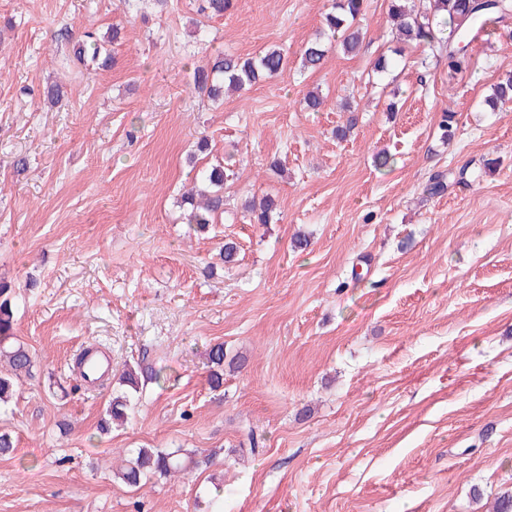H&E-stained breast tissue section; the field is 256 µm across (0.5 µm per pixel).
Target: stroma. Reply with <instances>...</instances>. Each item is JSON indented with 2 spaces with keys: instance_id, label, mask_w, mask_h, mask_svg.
Instances as JSON below:
<instances>
[{
  "instance_id": "obj_1",
  "label": "stroma",
  "mask_w": 512,
  "mask_h": 512,
  "mask_svg": "<svg viewBox=\"0 0 512 512\" xmlns=\"http://www.w3.org/2000/svg\"><path fill=\"white\" fill-rule=\"evenodd\" d=\"M329 6L232 0L205 17L197 0H0V282L15 341L37 355L0 414L16 445L0 512H492L512 493V106H481L512 73V39L473 43L463 73L412 47L377 74L388 4L366 0L360 52L310 73L301 50ZM114 25L108 66L78 57V36ZM270 47L287 60L277 77L220 103L196 89L210 55ZM312 88L317 112L302 105ZM224 160L223 213L189 225L182 192ZM463 166L479 180L427 194L433 172ZM265 195L271 223H250L246 202ZM102 339L113 374L169 377L108 434L118 384L72 381ZM217 343L242 361L214 389ZM250 430L255 454L240 449ZM129 448L213 464L135 490L112 478Z\"/></svg>"
}]
</instances>
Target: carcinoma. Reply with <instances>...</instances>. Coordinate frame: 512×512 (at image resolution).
I'll return each mask as SVG.
<instances>
[{"instance_id":"cac0c4a2","label":"carcinoma","mask_w":512,"mask_h":512,"mask_svg":"<svg viewBox=\"0 0 512 512\" xmlns=\"http://www.w3.org/2000/svg\"><path fill=\"white\" fill-rule=\"evenodd\" d=\"M364 0H331V7L322 16L319 36L306 43L301 52L302 66L317 71L324 64L330 47L323 41L324 35L338 42L343 53H355L363 43L364 32L359 26ZM393 21V38L396 41L421 47L432 54H445L448 68L461 73L470 67L465 47L484 37H491L505 28L512 20V0H388ZM286 58L278 48H269L257 57L241 58L219 54L195 69L198 88L208 97L218 101L224 97V87L237 89L251 87L263 79L277 75L285 66ZM512 104V75L499 80L491 87V93L483 100V106L497 112ZM455 111H442L439 130L441 139L451 140L455 135ZM226 168L218 164L205 172L201 183L207 189L205 201L192 209L189 221L203 227L213 223L215 214L224 209V179ZM477 178L473 172L462 168L456 174L437 172L429 180L427 192L436 196L447 191L452 184H465ZM275 203L270 198L259 205L247 208L250 220L256 224L271 222ZM10 289L0 284V356L7 358L14 376L31 374L35 366L34 356L23 344H8L13 335V310L7 298ZM224 345L216 344L208 352L209 380L213 388L223 385ZM122 393L112 398L99 428L109 432L110 424L128 418L140 390L138 368L131 367L118 381ZM212 457L200 456L183 449L174 451L161 448H136L124 459L118 479L136 487L144 477H170L184 471L206 470Z\"/></svg>"}]
</instances>
